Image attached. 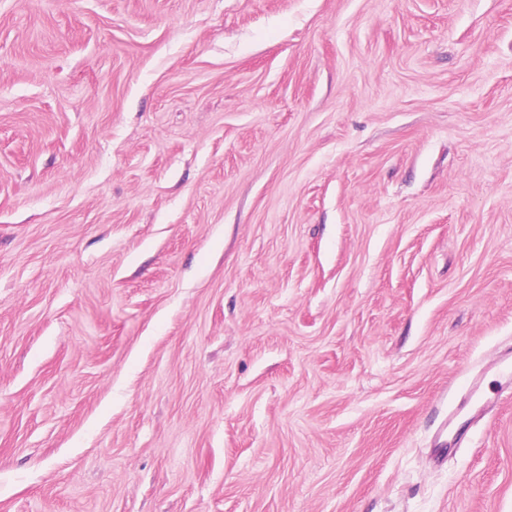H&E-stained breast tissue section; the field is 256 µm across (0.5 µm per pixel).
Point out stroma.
I'll return each instance as SVG.
<instances>
[{
    "mask_svg": "<svg viewBox=\"0 0 512 512\" xmlns=\"http://www.w3.org/2000/svg\"><path fill=\"white\" fill-rule=\"evenodd\" d=\"M506 351L512 0H0V512H512Z\"/></svg>",
    "mask_w": 512,
    "mask_h": 512,
    "instance_id": "35a3bbf8",
    "label": "stroma"
}]
</instances>
